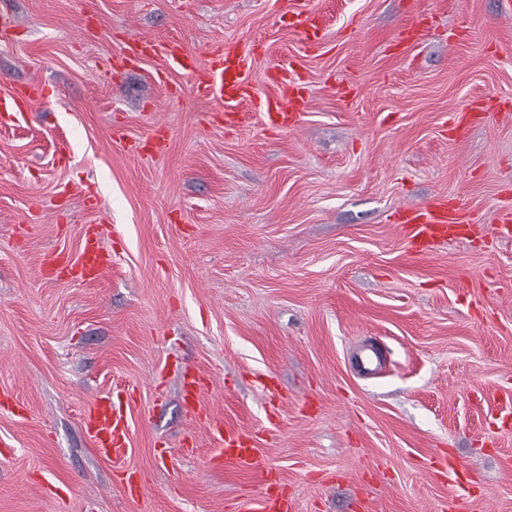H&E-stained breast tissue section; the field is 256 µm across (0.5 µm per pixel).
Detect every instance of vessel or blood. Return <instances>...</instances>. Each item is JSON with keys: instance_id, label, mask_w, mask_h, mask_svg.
Here are the masks:
<instances>
[{"instance_id": "vessel-or-blood-1", "label": "vessel or blood", "mask_w": 512, "mask_h": 512, "mask_svg": "<svg viewBox=\"0 0 512 512\" xmlns=\"http://www.w3.org/2000/svg\"><path fill=\"white\" fill-rule=\"evenodd\" d=\"M278 21L308 39L319 31L318 18L310 12L288 11L282 13ZM150 57L162 61L164 69L192 75L197 96L212 98L229 106V119L236 125L243 124L246 119L245 114L237 110L238 105L245 101L255 104L266 125L280 128L292 124L309 106L302 76L289 65L278 66L275 72V94H257L248 80L252 56L241 47L215 49L202 63L176 38L158 40L141 37L130 42L121 55L113 57L112 67L124 70ZM40 95L41 88L35 84L12 88L7 96L0 98V120L27 111L30 102ZM392 221L401 225L412 251L421 256L432 254L445 241L461 237L465 225L458 209L442 198L396 213ZM50 262L59 275L93 282L111 267L112 253L101 234L91 230L83 236L77 254L56 251L52 253ZM175 374L184 405L192 410L204 409V395L208 388L205 377L187 364L176 366ZM84 426L91 446L100 457L117 462L128 455L131 447L129 416L113 393L108 392L95 399L84 418ZM207 433L217 447L213 460L224 471L248 472L263 484L272 481L274 474L262 463L255 439L226 427L222 420L216 418L210 420ZM237 512H296V504L285 494L266 492L241 502Z\"/></svg>"}]
</instances>
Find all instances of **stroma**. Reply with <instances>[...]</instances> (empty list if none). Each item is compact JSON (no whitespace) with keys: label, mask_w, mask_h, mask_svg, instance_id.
Listing matches in <instances>:
<instances>
[{"label":"stroma","mask_w":512,"mask_h":512,"mask_svg":"<svg viewBox=\"0 0 512 512\" xmlns=\"http://www.w3.org/2000/svg\"><path fill=\"white\" fill-rule=\"evenodd\" d=\"M504 0H10L0 94H44L0 125V512H237L260 495L214 468L169 365L209 381L212 414L253 435L297 512H451L438 467L469 468L486 512H512V18ZM317 12L315 42L277 23ZM428 29L405 42L417 14ZM206 55L250 40L249 81L306 76L295 128L216 101L160 61L113 71L128 39ZM481 103L461 137L454 113ZM156 135L137 154L113 141ZM443 197L472 231L414 257L399 210ZM98 227L111 269L45 277ZM382 353L359 373L354 352ZM130 389L131 451L98 459L83 418ZM145 486L138 497L128 476Z\"/></svg>","instance_id":"obj_1"}]
</instances>
